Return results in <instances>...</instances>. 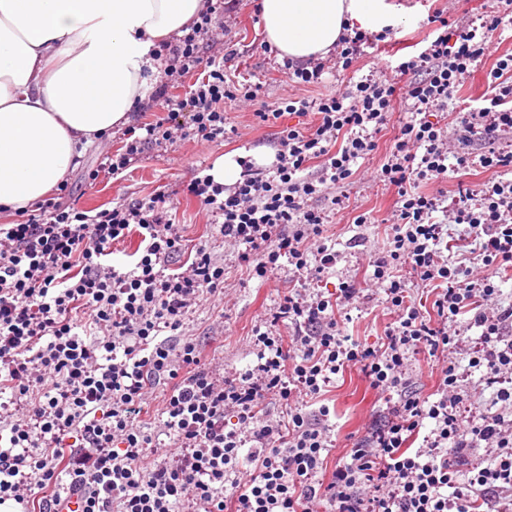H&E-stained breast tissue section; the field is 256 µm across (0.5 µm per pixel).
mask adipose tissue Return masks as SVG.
Instances as JSON below:
<instances>
[{
	"instance_id": "ef3b65f1",
	"label": "adipose tissue",
	"mask_w": 512,
	"mask_h": 512,
	"mask_svg": "<svg viewBox=\"0 0 512 512\" xmlns=\"http://www.w3.org/2000/svg\"><path fill=\"white\" fill-rule=\"evenodd\" d=\"M204 0H0V208L35 205L75 167L83 145L128 123L152 92L158 39ZM281 56L329 54L345 26L380 33L390 0H259Z\"/></svg>"
}]
</instances>
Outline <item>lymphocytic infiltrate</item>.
Listing matches in <instances>:
<instances>
[{
    "mask_svg": "<svg viewBox=\"0 0 512 512\" xmlns=\"http://www.w3.org/2000/svg\"><path fill=\"white\" fill-rule=\"evenodd\" d=\"M224 0L204 7L182 36L158 43L160 83L136 112L159 118L142 130L128 128L122 151L103 155L89 180L119 176L142 160L150 145L181 141L223 142L235 127L225 100H254L257 86L238 80L237 51L225 46ZM216 54L206 56L201 42ZM376 35L354 32L340 38L333 56L283 67L300 90L297 97L267 106L257 117L276 124L282 113L314 111L310 130L281 129L276 163L260 168L242 160V178L227 187L204 175L186 186L204 210L218 218L226 242L242 246L241 259L265 276L287 258L296 273L321 280L337 254L321 236L325 214L313 198L352 174L357 160L376 150L374 140L396 101L412 117L400 128L378 171L392 189L395 206L389 245L368 264L394 309L377 346L347 343L340 308L354 300L353 284L341 283L334 298L306 300L285 295L271 329L256 331L264 363L234 378L213 373L193 342L173 346L162 332H177L188 309L204 296L223 292L224 270L200 248L182 271L161 264L182 247L170 222V199L158 195L88 214L67 202V184L24 213L21 222L0 225V378L13 398L23 399L18 418L0 445V508L20 512H496L512 487V421L490 413L469 419L462 410L455 366L442 370L435 401L407 393L410 359L462 348L457 317L467 313L481 333L467 348L472 364L487 369L496 399L512 406V304L499 303L490 276L473 278L470 268L449 266L441 254L444 223L467 225L484 268L512 266V54L491 57L486 41L466 29L438 36L420 53L356 82L343 94L305 97L310 86L337 66H351L376 44ZM486 69L485 104L458 113L460 151L430 113L444 112L455 85ZM484 68V67H483ZM199 73L184 98H171L170 84ZM480 142L472 157L466 147ZM321 160L311 177L309 163ZM495 170L474 190L459 185L457 199L441 206L439 195L419 193L420 184L442 182L448 171ZM138 227L147 240L135 268L122 273L103 264L113 243ZM432 289L434 318L408 296V278ZM288 326L287 335L273 326ZM89 332L83 340L81 332ZM359 368L372 389L398 394L383 423L354 444L349 462L337 466L328 484L316 482L324 466L328 429L297 407L316 398L334 374ZM171 386L163 399L164 427L173 451L159 456L141 416L154 383ZM289 402L287 419L271 420L262 400ZM235 412L239 427L225 430ZM435 426L423 448L409 441L424 420ZM479 448L495 449L490 463L461 473L460 463ZM252 468L248 482L229 481L240 459Z\"/></svg>",
    "mask_w": 512,
    "mask_h": 512,
    "instance_id": "1",
    "label": "lymphocytic infiltrate"
}]
</instances>
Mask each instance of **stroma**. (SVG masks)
<instances>
[{
  "label": "stroma",
  "instance_id": "35a3bbf8",
  "mask_svg": "<svg viewBox=\"0 0 512 512\" xmlns=\"http://www.w3.org/2000/svg\"><path fill=\"white\" fill-rule=\"evenodd\" d=\"M395 2L404 7L405 14L383 41L381 49H367L349 70L336 72L312 88V96L347 92L351 83L362 76L418 53L438 35L437 26L432 22L435 15L446 14L452 26L465 28L494 5V0ZM224 19L241 54V75L252 78L259 86L255 101L228 103L235 134L218 145L186 143L168 150L150 147L143 161L123 178L116 180L103 176L92 183L86 173L97 168L102 151H115L123 146L120 133L105 134L86 147L79 165L69 173L70 196L82 209L96 212L124 199L173 194L171 215L181 228L185 250L169 257V271H176L188 259L190 250L201 246L224 269L223 298L206 297L192 305L180 335L181 340L197 343L207 362L220 374L232 376L257 366L258 350L253 329L277 310L288 292L294 291L305 297L316 292L326 297L341 282L349 280L355 282L359 296L348 308L344 333L352 342L373 345L395 319L393 310L382 301L384 292L376 284L373 269L368 264L370 254L386 247L391 237L389 217L395 196L382 183L374 181L372 174L389 153L404 114L400 111L391 114L386 128L375 136L378 145L375 153L355 165L354 174L344 188L349 197L346 209L335 210L322 198L313 201L315 207L324 209L328 215L323 227L325 242L339 253L335 268L324 277V286L312 290L305 285L303 277L295 273L293 266L285 262L262 277L247 273L237 247L216 236L210 217L195 198L184 193L183 188L195 174L212 169L215 161L223 156L235 160L248 156L257 166H271L275 160L277 130L259 122L257 113L264 105L287 101L294 89L276 52L266 49L255 0H224ZM360 214L367 216V223L355 224L354 219ZM453 360L463 378V404L471 415L496 412V388L487 383L483 370L471 367L468 355L457 354ZM443 366L441 359L424 354L412 358L407 370L409 392L423 399L431 397L438 387ZM322 406L329 409L327 423L333 440L332 447L325 453L327 467L320 475L326 482L331 478L332 469L349 462L352 444L361 439L379 418L385 403L363 374L348 369L334 376L321 394L307 403L306 409L314 413Z\"/></svg>",
  "mask_w": 512,
  "mask_h": 512
}]
</instances>
